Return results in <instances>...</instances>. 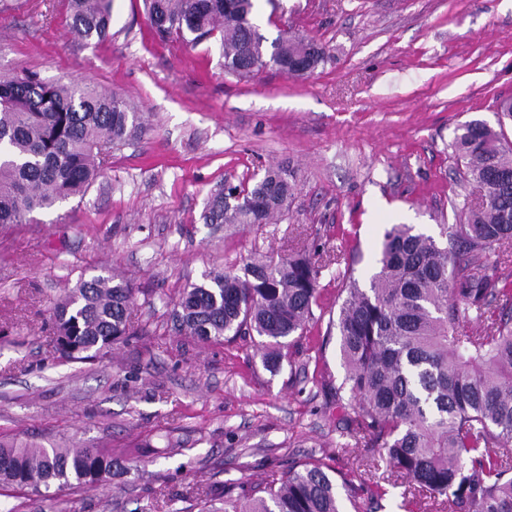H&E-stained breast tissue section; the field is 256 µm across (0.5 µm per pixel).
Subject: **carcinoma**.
Masks as SVG:
<instances>
[{
  "label": "carcinoma",
  "mask_w": 512,
  "mask_h": 512,
  "mask_svg": "<svg viewBox=\"0 0 512 512\" xmlns=\"http://www.w3.org/2000/svg\"><path fill=\"white\" fill-rule=\"evenodd\" d=\"M156 36L220 38L224 72L251 80L268 68L288 74L298 51L290 35L267 41L254 0H143ZM71 31L105 40L112 0H67ZM145 131L123 97L86 82L45 83L31 72L0 73V225L31 224L34 213L82 199L102 170V154ZM463 177L481 189L461 224L440 239L406 224L386 230L369 283L343 275L336 319L350 397L336 395L355 448L385 461L404 505L418 512H512V146L481 120L455 129ZM285 167L252 187L211 194L207 224H267L288 206ZM341 256L296 253L276 264L247 260L242 272L211 271L179 296L178 327L202 343L256 335L277 367L288 339L314 319L320 278ZM495 268L500 275L488 274ZM135 288L107 272L80 278L52 308L55 349L82 362L143 334L130 320ZM483 329L466 330L472 319ZM121 456L110 448L46 447L0 439V484L43 497L51 489L94 490L112 482ZM319 459L272 471L259 483L207 489L221 512H341L357 490L358 467L334 478Z\"/></svg>",
  "instance_id": "carcinoma-1"
}]
</instances>
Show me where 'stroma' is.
<instances>
[{
  "label": "stroma",
  "mask_w": 512,
  "mask_h": 512,
  "mask_svg": "<svg viewBox=\"0 0 512 512\" xmlns=\"http://www.w3.org/2000/svg\"><path fill=\"white\" fill-rule=\"evenodd\" d=\"M256 22L270 38L314 37L324 64L245 82L225 73L216 41L159 40L143 0H114L98 44L71 32L64 0H0L1 71L93 83L148 126L107 154L83 200L0 226V437L132 447L109 486L52 500L0 488V512H203L198 490L257 482L312 455L339 470L358 460L360 512H404L385 463L336 424V267L322 273L306 336L274 370L253 338L204 345L173 312L185 284L252 256L341 252L365 283L390 225L435 236L460 223L479 190L462 178L455 128L483 120L512 142V118L498 112L512 99V0H276ZM277 166L295 185L277 220L203 223L219 185L249 187ZM105 269L132 282V318L148 333L66 361L50 303Z\"/></svg>",
  "instance_id": "obj_1"
}]
</instances>
